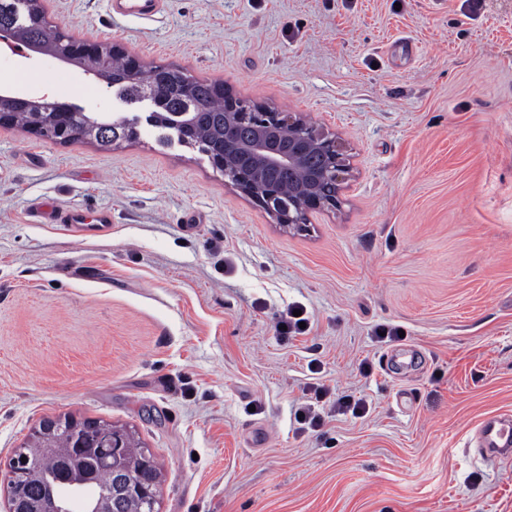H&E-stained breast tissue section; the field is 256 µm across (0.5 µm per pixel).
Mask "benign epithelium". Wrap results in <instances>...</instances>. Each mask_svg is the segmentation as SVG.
<instances>
[{
    "mask_svg": "<svg viewBox=\"0 0 512 512\" xmlns=\"http://www.w3.org/2000/svg\"><path fill=\"white\" fill-rule=\"evenodd\" d=\"M224 141L209 153L224 169L225 184L289 228L307 224L312 212L341 207L351 156L339 136L291 112H254L244 101H225ZM188 113L173 112L166 128L189 142ZM7 512H28L24 487L8 482Z\"/></svg>",
    "mask_w": 512,
    "mask_h": 512,
    "instance_id": "7a95c632",
    "label": "benign epithelium"
}]
</instances>
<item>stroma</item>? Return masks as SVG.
Here are the masks:
<instances>
[{"label": "stroma", "instance_id": "stroma-1", "mask_svg": "<svg viewBox=\"0 0 512 512\" xmlns=\"http://www.w3.org/2000/svg\"><path fill=\"white\" fill-rule=\"evenodd\" d=\"M68 35L340 134V211L287 229L80 67L0 51V88L136 121L103 150L0 126V512L41 420L125 427L158 512H512V0H42ZM43 203L112 212L81 237ZM303 305L313 328L282 339ZM403 340L378 342L376 325ZM367 400L302 430L316 386ZM163 0H109L113 16L150 20L161 10ZM294 310L302 311L301 316L295 317L293 315ZM300 322H305V329H301L299 327ZM283 326H286L287 330H284ZM310 327V319L306 317V310L304 307L302 305L292 304L288 305L286 309L282 311L277 322L276 330L279 334V337L286 338L288 336L305 334L310 330ZM477 447L487 457L512 455V415L508 413L484 418L476 431Z\"/></svg>", "mask_w": 512, "mask_h": 512}]
</instances>
